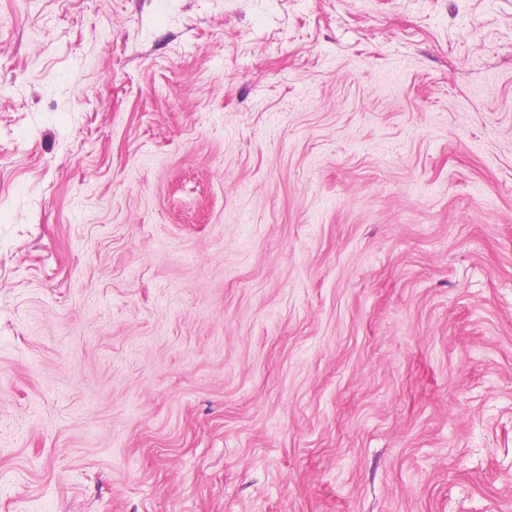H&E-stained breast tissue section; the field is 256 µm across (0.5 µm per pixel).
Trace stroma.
Masks as SVG:
<instances>
[{"instance_id": "1", "label": "stroma", "mask_w": 512, "mask_h": 512, "mask_svg": "<svg viewBox=\"0 0 512 512\" xmlns=\"http://www.w3.org/2000/svg\"><path fill=\"white\" fill-rule=\"evenodd\" d=\"M0 512H512V0H0Z\"/></svg>"}]
</instances>
